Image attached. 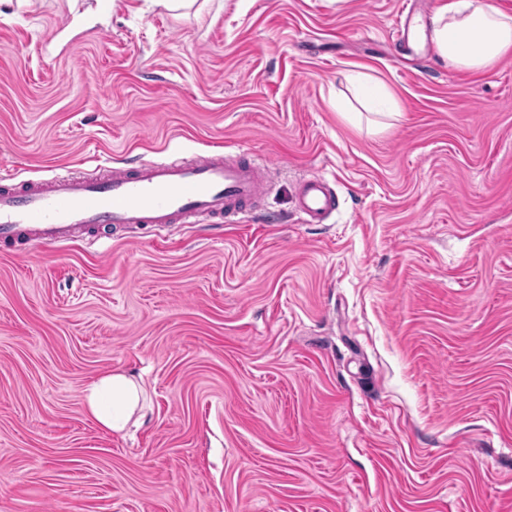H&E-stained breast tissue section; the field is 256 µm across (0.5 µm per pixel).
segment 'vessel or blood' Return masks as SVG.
Here are the masks:
<instances>
[{
  "mask_svg": "<svg viewBox=\"0 0 512 512\" xmlns=\"http://www.w3.org/2000/svg\"><path fill=\"white\" fill-rule=\"evenodd\" d=\"M272 190L267 165L249 154L212 155L191 163L147 160L108 167L93 177L52 176L0 185V244L63 248L105 225L134 228L247 222ZM304 223L337 208L323 178L295 185Z\"/></svg>",
  "mask_w": 512,
  "mask_h": 512,
  "instance_id": "b4317fda",
  "label": "vessel or blood"
}]
</instances>
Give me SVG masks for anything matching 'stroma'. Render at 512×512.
<instances>
[{
    "label": "stroma",
    "mask_w": 512,
    "mask_h": 512,
    "mask_svg": "<svg viewBox=\"0 0 512 512\" xmlns=\"http://www.w3.org/2000/svg\"><path fill=\"white\" fill-rule=\"evenodd\" d=\"M400 6L0 0L16 181L222 146L283 217L0 253V512H512V55L402 52ZM355 71L390 129L337 111ZM117 370L122 434L83 406ZM344 80L355 92L357 100L369 99L373 92L380 90L377 81L370 74L365 72H352L346 74L344 75ZM296 211L305 224H319L337 208L336 193L324 178L302 179L295 185ZM145 401L142 385L121 371L101 375L84 390L87 414L112 433L123 432L132 416L145 407Z\"/></svg>",
    "instance_id": "35a3bbf8"
}]
</instances>
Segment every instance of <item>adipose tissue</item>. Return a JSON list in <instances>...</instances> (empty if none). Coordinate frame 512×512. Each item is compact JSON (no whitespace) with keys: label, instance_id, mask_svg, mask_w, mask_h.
<instances>
[{"label":"adipose tissue","instance_id":"1","mask_svg":"<svg viewBox=\"0 0 512 512\" xmlns=\"http://www.w3.org/2000/svg\"><path fill=\"white\" fill-rule=\"evenodd\" d=\"M427 28L438 58L457 71L487 73L512 53V14L493 0H448ZM145 401L142 385L121 371L101 375L84 390L87 414L112 433L123 432Z\"/></svg>","mask_w":512,"mask_h":512}]
</instances>
